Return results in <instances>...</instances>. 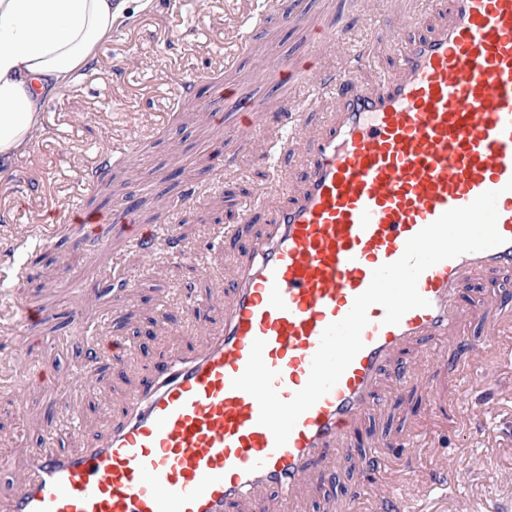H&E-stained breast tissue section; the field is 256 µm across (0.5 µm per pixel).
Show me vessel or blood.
<instances>
[{"instance_id":"b4317fda","label":"vessel or blood","mask_w":512,"mask_h":512,"mask_svg":"<svg viewBox=\"0 0 512 512\" xmlns=\"http://www.w3.org/2000/svg\"><path fill=\"white\" fill-rule=\"evenodd\" d=\"M395 76L371 87L352 70L333 80L336 110L310 134L285 112L280 125L304 161L299 189L273 199L263 232L238 253L240 276L224 328L195 356L169 352L147 386L126 399V416L96 445L53 444L19 461L18 493L0 512H224L250 501L263 512L269 489L292 500L311 467L356 420L380 403L390 356L446 335L459 317L457 292L491 271L512 279V0H449L448 22L426 35L400 29ZM316 57L281 61L279 82H313ZM499 191L505 244L440 262L418 290L429 305L399 324L368 310L363 349L337 384L298 419L284 446L259 424V405L231 382L255 339L291 399L309 378L325 328L350 311L379 266L445 211Z\"/></svg>"}]
</instances>
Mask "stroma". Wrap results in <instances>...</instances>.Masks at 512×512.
Wrapping results in <instances>:
<instances>
[{
	"label": "stroma",
	"instance_id": "35a3bbf8",
	"mask_svg": "<svg viewBox=\"0 0 512 512\" xmlns=\"http://www.w3.org/2000/svg\"><path fill=\"white\" fill-rule=\"evenodd\" d=\"M264 8L263 0H155L97 48L94 62L47 104L37 139L0 171V274L8 278L0 285V456L25 455L51 429L60 432L59 447L90 444L122 419L127 393L169 349L189 355L202 347L196 324L223 326L220 309L188 315L185 290L206 299L232 288L234 265L211 245L229 225L237 250H245L263 227L265 213L252 224L233 216L259 204L272 178L267 159L286 154L273 139L283 101L315 121L333 107L329 97L268 78L269 63L315 54L338 67L356 39L366 58L359 74L371 82L395 67L380 47L397 25L428 33L448 21L446 0L426 13L421 0H392L386 15L372 12L368 0H307L305 24L272 19L240 33L242 18ZM242 38L247 48L239 55ZM215 73L223 97L174 89L178 78ZM257 97L262 107L248 135L218 125ZM175 123L183 128L177 139L169 136ZM123 139L136 142L132 159L113 155L105 185H95L100 154ZM130 203L140 223L162 217L173 225L184 258L144 256L123 223L99 227L102 246L93 251L79 243L86 226L64 218L74 206L98 217ZM504 290L493 272L465 282L446 350L455 354L472 338L475 359L445 365L429 341L397 353L378 386L381 410L359 418L316 463L293 504L272 495L265 512H376L383 478L407 512H512V390L492 378L512 372V313L498 303ZM20 304L38 321L14 325ZM96 338L119 339L131 352L121 373L98 353L94 381L103 392L69 398L31 381L42 369L67 381ZM412 435L420 448H405ZM384 443L390 450L379 467L360 469L362 455Z\"/></svg>",
	"mask_w": 512,
	"mask_h": 512
}]
</instances>
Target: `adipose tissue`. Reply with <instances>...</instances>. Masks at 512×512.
<instances>
[{
	"label": "adipose tissue",
	"mask_w": 512,
	"mask_h": 512,
	"mask_svg": "<svg viewBox=\"0 0 512 512\" xmlns=\"http://www.w3.org/2000/svg\"><path fill=\"white\" fill-rule=\"evenodd\" d=\"M153 0H0V160L35 139L46 103Z\"/></svg>",
	"instance_id": "adipose-tissue-1"
}]
</instances>
